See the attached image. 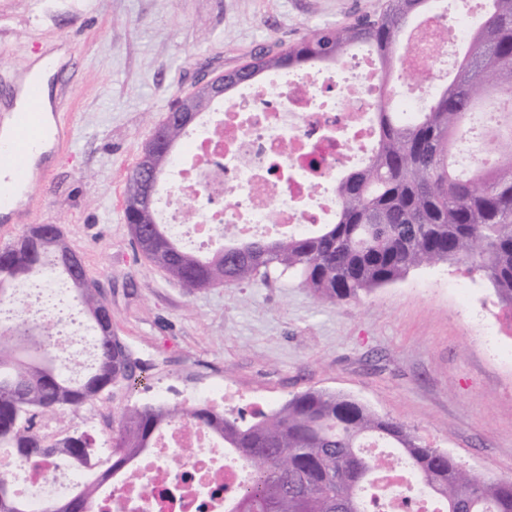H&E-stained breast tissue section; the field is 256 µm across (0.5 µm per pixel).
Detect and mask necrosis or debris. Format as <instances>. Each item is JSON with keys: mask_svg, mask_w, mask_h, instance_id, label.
<instances>
[{"mask_svg": "<svg viewBox=\"0 0 512 512\" xmlns=\"http://www.w3.org/2000/svg\"><path fill=\"white\" fill-rule=\"evenodd\" d=\"M476 0H456L454 11L435 8L412 30L401 57L405 73L436 75L449 56L467 48L479 22ZM342 78L308 73L246 86L218 118L201 123L177 160L174 193L159 199L162 222L180 226L191 245L217 235L281 238L331 223L337 176L363 166L371 153L373 111L383 89L366 52L351 54ZM223 188L220 206L198 209L195 223L181 220L199 196ZM19 314L30 320L61 318L53 348L89 362L92 352L80 325L64 311L51 280L20 291ZM0 476L10 479L27 512L70 494L80 471L66 462L34 464L0 448ZM249 477L223 441L179 420L164 429L140 457L96 500L95 512H224L227 495Z\"/></svg>", "mask_w": 512, "mask_h": 512, "instance_id": "1", "label": "necrosis or debris"}]
</instances>
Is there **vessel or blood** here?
<instances>
[{"label":"vessel or blood","instance_id":"b4317fda","mask_svg":"<svg viewBox=\"0 0 512 512\" xmlns=\"http://www.w3.org/2000/svg\"><path fill=\"white\" fill-rule=\"evenodd\" d=\"M12 136L0 139V159L8 162L10 177L18 184L28 185L46 179L45 170L31 167L29 156L40 150L46 137H53L57 150H64L71 138V127L63 115H56L54 128H47L43 111V88L33 82L26 86L24 103L11 114Z\"/></svg>","mask_w":512,"mask_h":512}]
</instances>
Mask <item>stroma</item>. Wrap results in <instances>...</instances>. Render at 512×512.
Instances as JSON below:
<instances>
[{"instance_id": "stroma-1", "label": "stroma", "mask_w": 512, "mask_h": 512, "mask_svg": "<svg viewBox=\"0 0 512 512\" xmlns=\"http://www.w3.org/2000/svg\"><path fill=\"white\" fill-rule=\"evenodd\" d=\"M384 0H0V79L62 53L53 85L74 127L49 179L24 189L0 245L31 224L59 225L112 311V332L142 363L119 385L42 420L50 439L110 443L123 410L159 382L180 400L184 377L224 382L244 417L296 395L349 396L414 429L471 472L512 479V314L483 272L440 263L342 304L298 277L182 288L138 252L124 213L126 180L181 95L201 78L278 52Z\"/></svg>"}]
</instances>
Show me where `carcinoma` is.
Here are the masks:
<instances>
[{
    "label": "carcinoma",
    "mask_w": 512,
    "mask_h": 512,
    "mask_svg": "<svg viewBox=\"0 0 512 512\" xmlns=\"http://www.w3.org/2000/svg\"><path fill=\"white\" fill-rule=\"evenodd\" d=\"M434 0H385L370 15L319 30L276 55L259 52L231 72L261 73L341 65L368 46L377 78L401 72L395 48ZM377 135L367 165L336 180V217L308 233L233 241L204 258L181 246L156 215L138 213L151 232L163 267L190 290L240 286L296 273L319 300L341 303L391 284L410 270L440 262L478 263L499 303L512 312V0H489L454 79L437 89L424 111L405 120L386 101L375 110ZM490 145L472 171L457 168L454 141L463 130ZM31 224L0 247V304L15 305L12 286L46 270L65 273L66 257L52 238L32 237ZM94 331V361L73 364V377L45 361L53 327H31L17 316L0 326V448L23 461L67 460L85 481L69 498L72 512H93L97 487L153 447L155 436L181 418L224 441L252 472L230 494L227 512H371L380 492L375 473L411 471L438 499L440 512H512V480L472 473L425 444L416 431L356 400L309 391L246 423L206 405L129 409L113 428L110 464L102 467L88 433L47 442L39 415L65 417L112 386L139 378L138 360L98 321L101 298L90 285L72 288ZM87 448L85 455L79 450Z\"/></svg>",
    "instance_id": "1"
}]
</instances>
